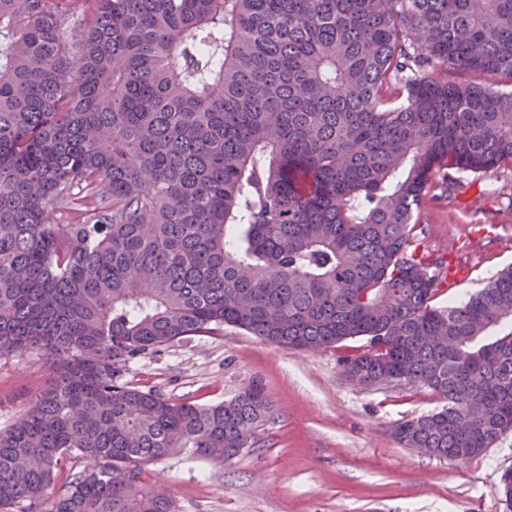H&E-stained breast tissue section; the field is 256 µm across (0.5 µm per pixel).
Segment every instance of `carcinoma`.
I'll list each match as a JSON object with an SVG mask.
<instances>
[{
  "instance_id": "obj_1",
  "label": "carcinoma",
  "mask_w": 512,
  "mask_h": 512,
  "mask_svg": "<svg viewBox=\"0 0 512 512\" xmlns=\"http://www.w3.org/2000/svg\"><path fill=\"white\" fill-rule=\"evenodd\" d=\"M502 166L512 0H0V356L60 371L0 433V512H176L149 464L255 447L261 386L200 406L124 380L226 326L362 338L347 377L445 401L404 447L482 454L512 433V265L436 308L412 218L435 174ZM72 454L95 465L50 502Z\"/></svg>"
}]
</instances>
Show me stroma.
Wrapping results in <instances>:
<instances>
[{"mask_svg": "<svg viewBox=\"0 0 512 512\" xmlns=\"http://www.w3.org/2000/svg\"><path fill=\"white\" fill-rule=\"evenodd\" d=\"M431 200L414 221L413 249L455 262L465 277L438 307L468 298L512 265V167L435 176ZM364 339L306 352L233 328L196 336L135 360L134 387L175 402L209 405L261 383L274 406L255 447L227 462L185 450L148 467L178 512H503L500 477L512 467V434L482 454L457 460L403 447L394 429L441 407L425 387H364L338 364ZM54 378L37 349L0 357V432Z\"/></svg>", "mask_w": 512, "mask_h": 512, "instance_id": "35a3bbf8", "label": "stroma"}]
</instances>
